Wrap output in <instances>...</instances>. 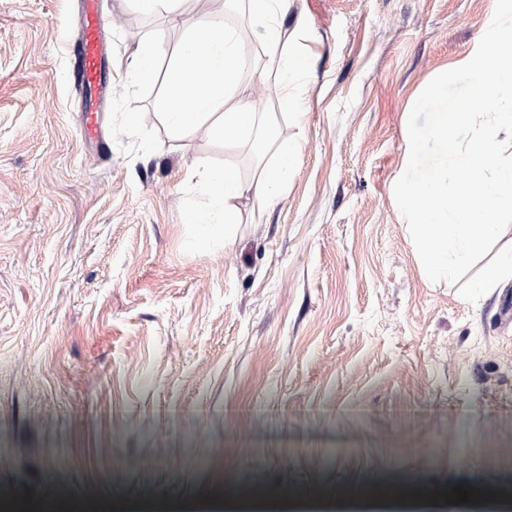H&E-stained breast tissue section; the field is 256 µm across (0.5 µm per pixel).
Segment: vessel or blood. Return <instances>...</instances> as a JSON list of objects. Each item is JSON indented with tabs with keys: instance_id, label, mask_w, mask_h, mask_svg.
I'll list each match as a JSON object with an SVG mask.
<instances>
[{
	"instance_id": "1",
	"label": "vessel or blood",
	"mask_w": 512,
	"mask_h": 512,
	"mask_svg": "<svg viewBox=\"0 0 512 512\" xmlns=\"http://www.w3.org/2000/svg\"><path fill=\"white\" fill-rule=\"evenodd\" d=\"M80 35L72 46L75 59L73 78L85 92L81 132L84 139L99 138V103L110 92L104 79L106 54L103 44L105 19L99 9V0H81Z\"/></svg>"
}]
</instances>
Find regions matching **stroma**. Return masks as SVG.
Listing matches in <instances>:
<instances>
[{
	"instance_id": "35a3bbf8",
	"label": "stroma",
	"mask_w": 512,
	"mask_h": 512,
	"mask_svg": "<svg viewBox=\"0 0 512 512\" xmlns=\"http://www.w3.org/2000/svg\"><path fill=\"white\" fill-rule=\"evenodd\" d=\"M102 0L104 148L81 136L75 0H0V512H204L237 492L395 512L512 488V281H430L394 198L424 87L496 0H289L311 61L276 134L287 192L199 240L190 168L243 149L163 117L172 50L209 14ZM156 77L126 83L143 40Z\"/></svg>"
}]
</instances>
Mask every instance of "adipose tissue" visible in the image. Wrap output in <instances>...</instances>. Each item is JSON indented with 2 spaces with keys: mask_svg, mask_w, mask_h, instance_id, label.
Returning a JSON list of instances; mask_svg holds the SVG:
<instances>
[{
  "mask_svg": "<svg viewBox=\"0 0 512 512\" xmlns=\"http://www.w3.org/2000/svg\"><path fill=\"white\" fill-rule=\"evenodd\" d=\"M287 13L288 0H248L245 13L265 56L256 79L262 83L274 77L280 91L277 106L281 109L291 105L293 81L307 66L284 35L282 20ZM173 56L165 99V117L171 131L181 133L205 125L225 147L248 144L257 154L270 150L275 155L273 164L260 166L256 179L248 184L228 164L188 170V179L194 180L206 204L188 210L186 221L196 225L200 237L207 238L239 223L237 202L244 195H252L258 210L273 209L288 189L298 152L295 147L277 143L274 113L243 93V55L236 28L202 17L189 38L174 49Z\"/></svg>",
  "mask_w": 512,
  "mask_h": 512,
  "instance_id": "adipose-tissue-1",
  "label": "adipose tissue"
}]
</instances>
